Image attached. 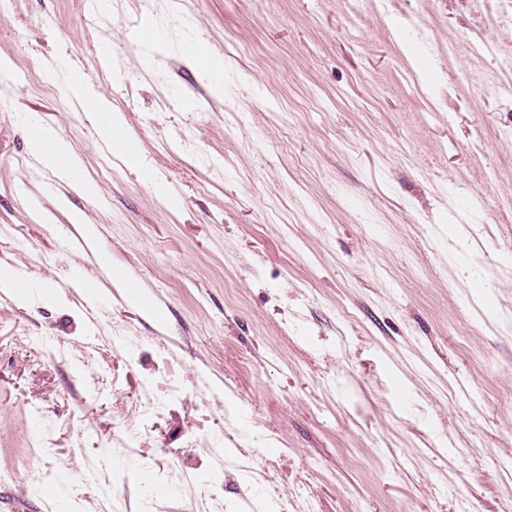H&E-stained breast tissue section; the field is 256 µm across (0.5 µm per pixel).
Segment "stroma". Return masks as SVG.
<instances>
[{"label":"stroma","instance_id":"1","mask_svg":"<svg viewBox=\"0 0 512 512\" xmlns=\"http://www.w3.org/2000/svg\"><path fill=\"white\" fill-rule=\"evenodd\" d=\"M85 2L0 0V512H512V0ZM199 41L196 36H187L178 45L177 50L181 56L197 64L208 76L215 81H219L224 72V58L211 51V60L209 62L203 61L198 55L197 46ZM67 81L71 92L83 100L86 112L95 114L96 122L103 132V138L111 144L112 150L124 155L130 161H134L137 147L125 130L112 120V113L107 112L100 100L71 75L67 77ZM30 151L43 167L70 176L67 162L72 155L71 146L54 129L34 124L30 134Z\"/></svg>","mask_w":512,"mask_h":512}]
</instances>
